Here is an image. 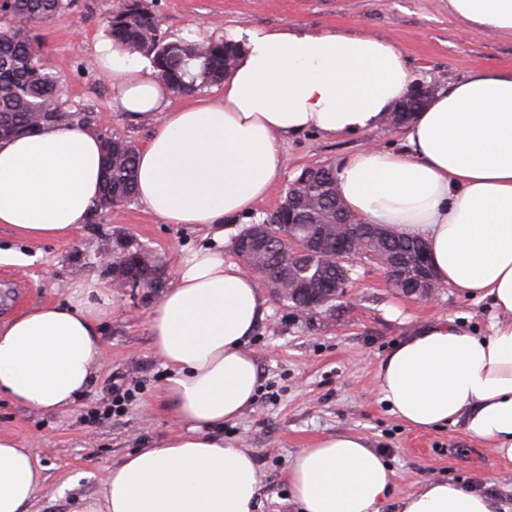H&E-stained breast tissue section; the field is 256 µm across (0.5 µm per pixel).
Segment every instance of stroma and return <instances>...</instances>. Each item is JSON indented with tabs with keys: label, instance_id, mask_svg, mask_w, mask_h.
<instances>
[{
	"label": "stroma",
	"instance_id": "35a3bbf8",
	"mask_svg": "<svg viewBox=\"0 0 512 512\" xmlns=\"http://www.w3.org/2000/svg\"><path fill=\"white\" fill-rule=\"evenodd\" d=\"M110 0H77L72 10L34 28L45 67L58 72L67 104L86 110L100 132L142 146L153 125L113 111L108 82L96 69L95 42L106 35ZM162 29L170 37L221 38L237 29L301 25L321 30L381 37L397 46L417 82L439 89L475 66L512 69V39L476 34L448 11V0H153ZM400 146L397 129L383 127L365 136L326 138L302 133L284 142L281 180L250 219L224 227V258L238 256L233 241L249 222L261 221L281 203L288 183L305 168L337 164L362 146ZM113 247L144 248L173 284L182 259L211 243L206 229L163 224L139 203L98 211L89 224L59 240L28 243L0 224V247L25 252L24 266H0V275L26 280L31 297L13 304L0 296V321L26 308L65 303L78 288L110 281L93 259L101 240ZM346 296L329 309L302 313L269 300V309L246 347L257 362L262 384L254 403L225 423L224 441L249 449L260 476L257 512H297L289 500L288 464L300 449L321 437L350 431L364 435L397 474L394 498L430 479L486 486L500 503L512 505V467H502L486 445L472 440L462 425L418 431L395 419L377 393L376 374L391 347L424 322L452 318L478 336L489 332L486 303H475L442 286L428 302L391 288L373 260L350 262ZM157 291L122 293L101 314L104 361L87 393L66 411L45 413L0 396V434L15 438L45 468V482L26 512H80L101 499L107 467L135 449L150 447L179 430L164 396L170 369L156 353L148 317L160 300ZM139 368L144 389L126 413L89 426L81 414L109 396L114 377Z\"/></svg>",
	"mask_w": 512,
	"mask_h": 512
}]
</instances>
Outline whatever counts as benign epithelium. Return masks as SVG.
I'll list each match as a JSON object with an SVG mask.
<instances>
[{
	"label": "benign epithelium",
	"instance_id": "benign-epithelium-1",
	"mask_svg": "<svg viewBox=\"0 0 512 512\" xmlns=\"http://www.w3.org/2000/svg\"><path fill=\"white\" fill-rule=\"evenodd\" d=\"M391 229L383 224H366L336 203V218L327 220L302 240L297 239L291 231L275 229L273 224H255L244 237L235 241V251L246 270L262 279H268L266 265L261 261L266 254L270 241L281 243L282 250L297 258L295 266L307 265L316 255H328L336 262V277L330 283L301 276L289 277L288 283L274 289L279 294L283 291L303 293L306 302L299 310L309 313L324 307L329 300H339L346 296L351 282L350 270L345 264L350 259L365 252L358 241V235L367 238L375 250L369 256L382 268L388 283L408 297L427 301L439 291L440 283L430 266L426 249L419 248L413 252L387 251L382 248L389 237ZM94 259L110 269L112 287L132 295L144 287L146 280L134 275L127 262H141V266L150 267L145 256L140 252H117L112 242L100 244L94 252Z\"/></svg>",
	"mask_w": 512,
	"mask_h": 512
}]
</instances>
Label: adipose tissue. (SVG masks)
Listing matches in <instances>:
<instances>
[{"instance_id": "ef3b65f1", "label": "adipose tissue", "mask_w": 512, "mask_h": 512, "mask_svg": "<svg viewBox=\"0 0 512 512\" xmlns=\"http://www.w3.org/2000/svg\"><path fill=\"white\" fill-rule=\"evenodd\" d=\"M476 33L512 37V0H448ZM236 63L217 97L172 92L151 60L97 41L112 109L154 123L137 154V198L164 224L213 229L214 244L185 258L149 314L166 393L181 432L112 465L102 500L82 512H255L254 456L219 430L255 400L261 375L246 343L267 310L255 276L224 259V223L250 215L280 180L286 137H349L388 125L414 85L389 41L298 26L233 33ZM399 149L370 144L336 166L346 208L368 224L422 238L440 282L488 302L490 333L436 319L393 345L377 373L392 416L427 431L462 423L512 466V70L473 68L434 91L400 130ZM99 131L41 126L0 140V224L33 242L88 223L102 194ZM110 285L0 325V394L62 412L87 389L103 355L97 328ZM29 449L0 434V512H24L43 481ZM396 473L366 437L339 432L298 451L288 489L300 512H498L483 487L430 480L392 501Z\"/></svg>"}]
</instances>
